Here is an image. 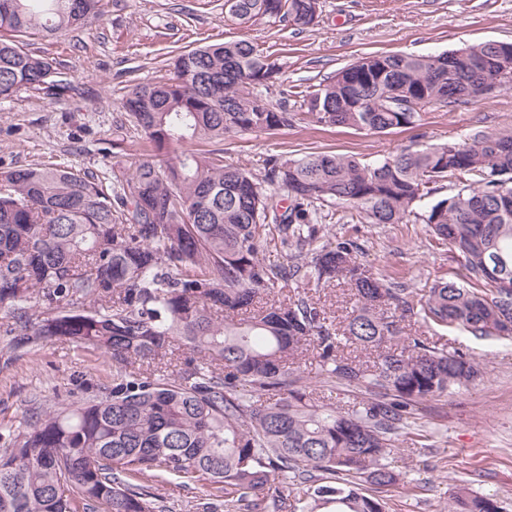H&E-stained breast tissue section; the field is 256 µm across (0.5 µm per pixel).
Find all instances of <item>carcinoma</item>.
<instances>
[{"label":"carcinoma","mask_w":512,"mask_h":512,"mask_svg":"<svg viewBox=\"0 0 512 512\" xmlns=\"http://www.w3.org/2000/svg\"><path fill=\"white\" fill-rule=\"evenodd\" d=\"M227 13L309 26L320 0H224ZM100 19L99 0H0V99H59L53 59L21 38L54 39ZM448 53H371L303 95L304 112L264 100L278 83L270 55L245 39L185 50L170 76L132 85L121 105L153 154L132 172L95 177L68 166L0 168V314L27 348L89 345L112 359V386L65 407L38 405L0 448V512H164L143 480L160 473L210 485L224 507L281 512L288 483L307 486L302 512H385L376 490L399 481L382 460L416 405L480 375L478 365L400 323L417 318L478 338L512 335V131L473 142L405 148L372 163L308 154L266 159L257 174L204 151L297 122L373 134L412 128L401 108L478 96L484 72L512 87V43ZM449 182L457 192L416 208ZM289 201L284 207L282 203ZM361 224L423 221L468 283L442 278L420 295L376 275L349 239L320 243L321 206ZM293 250L266 258L274 239ZM351 292L343 327L305 293ZM189 353L168 373L175 347ZM375 356L360 361L350 349ZM315 379L373 389L344 409L318 404L290 362ZM448 512H502L459 484Z\"/></svg>","instance_id":"obj_1"}]
</instances>
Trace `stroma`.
<instances>
[{
    "instance_id": "stroma-1",
    "label": "stroma",
    "mask_w": 512,
    "mask_h": 512,
    "mask_svg": "<svg viewBox=\"0 0 512 512\" xmlns=\"http://www.w3.org/2000/svg\"><path fill=\"white\" fill-rule=\"evenodd\" d=\"M100 11L94 26L30 42L31 51L54 59L57 79L70 90L59 99L22 92L0 101V167L42 163L95 174L133 167L150 145L120 106L126 89L164 74L168 55L209 43L247 38L269 51L281 79L267 97L297 112L302 92L369 53L438 54L487 40L512 42V0H321L310 26L265 17L243 24L228 15L224 0H100ZM510 129L512 89H501L461 105L425 107L414 128L389 134L297 123L225 139L223 149L225 162L259 171L271 155L332 153L371 162L409 146ZM325 233L355 241L368 268L420 294L461 270L418 221L361 224L346 215L327 220ZM403 327L470 355L482 374L418 405L415 432L397 435L386 462L400 480L383 492L388 512H448L462 480L512 512V338L477 339L412 321ZM10 328V319L0 318L1 433L18 426L32 406L77 402L111 385L112 362L93 347L48 341L20 356ZM152 486L168 512L208 506L225 512L211 488H186L172 478Z\"/></svg>"
}]
</instances>
